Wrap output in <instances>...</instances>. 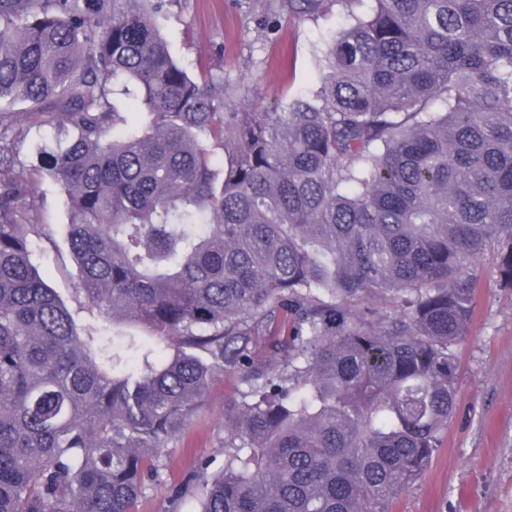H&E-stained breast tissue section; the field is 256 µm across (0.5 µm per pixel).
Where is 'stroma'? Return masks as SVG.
I'll use <instances>...</instances> for the list:
<instances>
[{"mask_svg":"<svg viewBox=\"0 0 512 512\" xmlns=\"http://www.w3.org/2000/svg\"><path fill=\"white\" fill-rule=\"evenodd\" d=\"M261 0H176L158 20L175 56L197 76L223 72L253 108L317 87L316 45L334 34L347 12L298 20L282 15L275 31L260 24ZM23 208L27 221L50 228L51 239L32 237V262L70 309H78V271L69 257V215L56 185L39 182ZM494 252L480 262L474 311L457 350V412L422 479L390 512H512V289L500 287ZM234 376L210 383L194 420L167 458L165 477L176 484L196 473L199 461L224 465V399L237 392Z\"/></svg>","mask_w":512,"mask_h":512,"instance_id":"obj_1","label":"stroma"}]
</instances>
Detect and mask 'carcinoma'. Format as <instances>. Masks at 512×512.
<instances>
[{
  "instance_id": "cac0c4a2",
  "label": "carcinoma",
  "mask_w": 512,
  "mask_h": 512,
  "mask_svg": "<svg viewBox=\"0 0 512 512\" xmlns=\"http://www.w3.org/2000/svg\"><path fill=\"white\" fill-rule=\"evenodd\" d=\"M170 2L0 0V512H137L224 374L202 512H389L456 412L485 252L512 288V0H281L261 24L348 19L263 112L189 75ZM17 105L53 128L30 167ZM38 178L118 335L31 264Z\"/></svg>"
}]
</instances>
